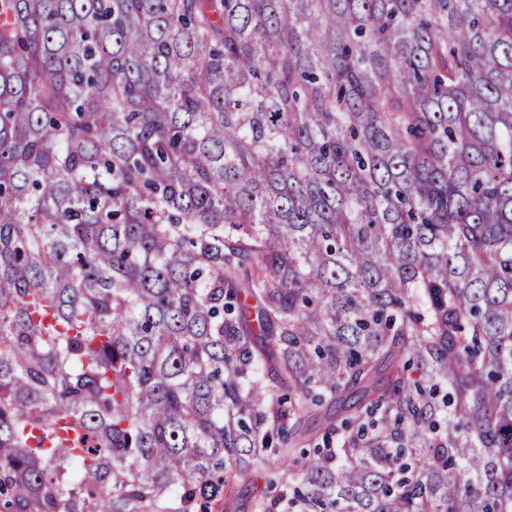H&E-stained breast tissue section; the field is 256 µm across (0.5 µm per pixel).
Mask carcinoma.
Returning <instances> with one entry per match:
<instances>
[{"mask_svg":"<svg viewBox=\"0 0 512 512\" xmlns=\"http://www.w3.org/2000/svg\"><path fill=\"white\" fill-rule=\"evenodd\" d=\"M263 455L258 512H512V0H0V512Z\"/></svg>","mask_w":512,"mask_h":512,"instance_id":"1","label":"carcinoma"}]
</instances>
